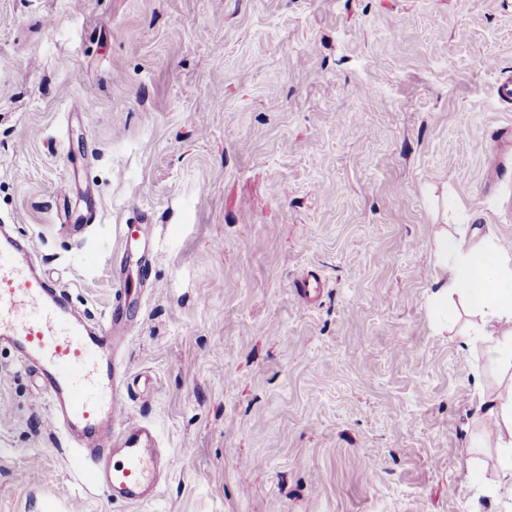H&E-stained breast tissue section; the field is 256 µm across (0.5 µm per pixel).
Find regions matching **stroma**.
Segmentation results:
<instances>
[{
  "instance_id": "obj_1",
  "label": "stroma",
  "mask_w": 512,
  "mask_h": 512,
  "mask_svg": "<svg viewBox=\"0 0 512 512\" xmlns=\"http://www.w3.org/2000/svg\"><path fill=\"white\" fill-rule=\"evenodd\" d=\"M509 76L512 0H0V224L130 311L126 412L171 460L135 508L90 489L0 348V512H512L470 445L499 373L428 304L436 225L512 252ZM127 224L159 244L142 290Z\"/></svg>"
}]
</instances>
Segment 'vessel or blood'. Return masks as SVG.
<instances>
[{
  "label": "vessel or blood",
  "instance_id": "1",
  "mask_svg": "<svg viewBox=\"0 0 512 512\" xmlns=\"http://www.w3.org/2000/svg\"><path fill=\"white\" fill-rule=\"evenodd\" d=\"M123 234L143 242L141 264L154 262L153 225L129 224ZM117 319L113 311L103 322L86 320L38 271L30 247L0 229V344L41 376L51 424L65 434L78 473L137 504L156 492L168 457L155 432L125 413L118 355L131 327Z\"/></svg>",
  "mask_w": 512,
  "mask_h": 512
}]
</instances>
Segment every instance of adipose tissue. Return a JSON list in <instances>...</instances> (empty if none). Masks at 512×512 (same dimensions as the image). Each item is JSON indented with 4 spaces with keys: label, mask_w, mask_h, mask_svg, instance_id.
<instances>
[{
    "label": "adipose tissue",
    "mask_w": 512,
    "mask_h": 512,
    "mask_svg": "<svg viewBox=\"0 0 512 512\" xmlns=\"http://www.w3.org/2000/svg\"><path fill=\"white\" fill-rule=\"evenodd\" d=\"M433 251L430 304L437 330H447L458 311L476 316L466 343L481 348L501 375L497 388L479 397L476 411L491 425L475 438L477 447L498 449L506 459L486 492L497 501L512 493V253L496 246L487 224L436 225Z\"/></svg>",
    "instance_id": "ef3b65f1"
}]
</instances>
